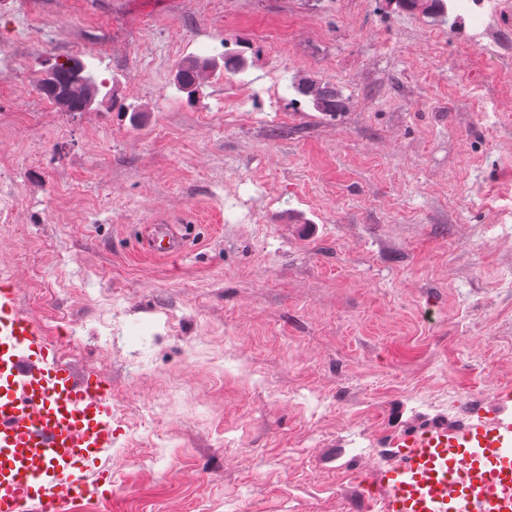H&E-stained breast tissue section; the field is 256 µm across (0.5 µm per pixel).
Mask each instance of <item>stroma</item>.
<instances>
[{
	"label": "stroma",
	"mask_w": 512,
	"mask_h": 512,
	"mask_svg": "<svg viewBox=\"0 0 512 512\" xmlns=\"http://www.w3.org/2000/svg\"><path fill=\"white\" fill-rule=\"evenodd\" d=\"M0 283L112 390L65 512H366L408 433L512 418V0H0ZM54 66L56 70V80L59 84H68L75 71H82L83 87H97L99 89L96 77L92 72L86 70L87 68L80 58L66 57L62 60H56ZM83 87L78 85L70 86V103L65 112L86 111L83 105ZM304 82L293 83L294 91L301 96L312 97L314 106L320 112H337L341 106V98L336 88L329 84H322L319 86H310L309 91L303 93L299 90V86ZM190 224H152L147 231V246L153 254L169 257L181 251L180 240L187 236Z\"/></svg>",
	"instance_id": "35a3bbf8"
}]
</instances>
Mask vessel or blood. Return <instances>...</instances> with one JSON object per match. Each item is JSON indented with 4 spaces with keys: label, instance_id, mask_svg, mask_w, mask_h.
<instances>
[{
    "label": "vessel or blood",
    "instance_id": "vessel-or-blood-1",
    "mask_svg": "<svg viewBox=\"0 0 512 512\" xmlns=\"http://www.w3.org/2000/svg\"><path fill=\"white\" fill-rule=\"evenodd\" d=\"M185 224H153V254L180 253ZM112 391L57 357L15 290L0 284V512H64L111 492ZM385 512H512V421L412 436L376 478Z\"/></svg>",
    "mask_w": 512,
    "mask_h": 512
}]
</instances>
